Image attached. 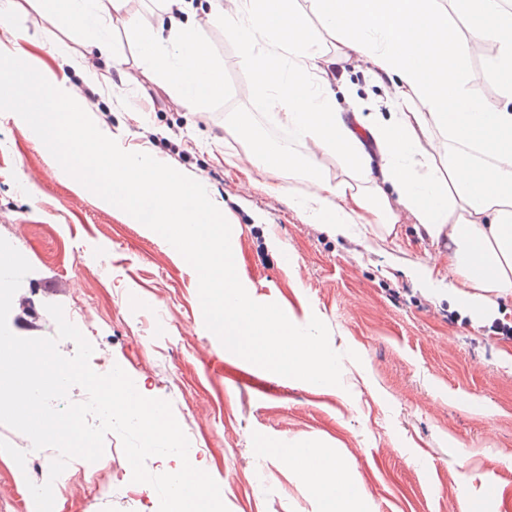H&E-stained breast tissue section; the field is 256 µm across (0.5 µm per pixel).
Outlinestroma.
Returning a JSON list of instances; mask_svg holds the SVG:
<instances>
[{
    "label": "stroma",
    "instance_id": "35a3bbf8",
    "mask_svg": "<svg viewBox=\"0 0 512 512\" xmlns=\"http://www.w3.org/2000/svg\"><path fill=\"white\" fill-rule=\"evenodd\" d=\"M200 33L222 64L224 95L194 109L174 106L137 66L134 38L122 20L108 25L112 44L137 83L114 87L85 79L82 36L62 30L56 44L39 0H0L20 15L28 59L66 72L95 100L81 105L94 122L128 130L126 147L204 182L232 219L237 272L251 298L277 303L301 323L318 316L330 345L343 353L342 384L314 387L264 374L266 392L225 391L224 367L244 362L204 325L195 270L167 242L69 176L49 151L0 112V237L32 265L13 301L8 326L17 336H49L47 305L78 308L84 337L101 366H121L133 382L170 402L191 447L206 461L228 512H319L312 475L262 455L259 444H306L346 465L369 512H503L512 498V302L474 317L413 281L412 263L443 268L445 256L420 242L412 225L399 236L371 224L363 242L306 223L267 190L269 172L225 160L226 146L246 142L225 126L245 117L272 143L284 127L243 93L252 75L209 0H193ZM336 101L385 98L355 55L331 51ZM399 300H392V291ZM356 358H348L346 350ZM17 431L0 424V512H17ZM126 465L118 435L105 438L96 462L71 460L54 489L55 512H157L159 496L139 483L121 494L82 499L67 482L97 481L108 464Z\"/></svg>",
    "mask_w": 512,
    "mask_h": 512
}]
</instances>
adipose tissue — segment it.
I'll list each match as a JSON object with an SVG mask.
<instances>
[{"label":"adipose tissue","instance_id":"1","mask_svg":"<svg viewBox=\"0 0 512 512\" xmlns=\"http://www.w3.org/2000/svg\"><path fill=\"white\" fill-rule=\"evenodd\" d=\"M128 0H42L51 24L86 35L99 53L109 49L102 23L124 14ZM173 13L127 24L138 63L154 74L177 106L193 108L224 93L223 67L202 43L191 0H167ZM229 0L215 10L224 36L253 75L250 99L286 127L291 148H278L241 128L245 157L275 180L308 184L288 203L307 223L362 239L363 225L386 231L413 225L420 240L446 249L448 278L416 263L408 274L442 290L466 313L481 314L512 299V10L506 0ZM463 18L465 32L450 21ZM354 53L373 80L387 87L394 111L345 112L332 90L325 41ZM487 42L498 77V98L468 86L474 45ZM335 156L329 176L320 162ZM263 454L301 464L314 477L321 512H366L357 487L338 492L344 467L303 445L274 441Z\"/></svg>","mask_w":512,"mask_h":512}]
</instances>
